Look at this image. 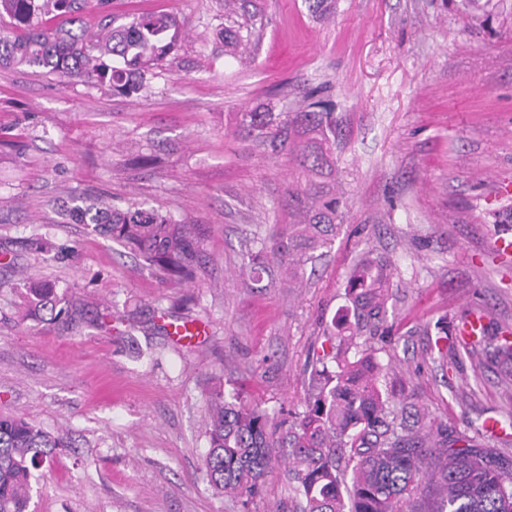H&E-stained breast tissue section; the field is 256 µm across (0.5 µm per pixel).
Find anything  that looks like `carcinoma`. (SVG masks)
<instances>
[{
  "instance_id": "1",
  "label": "carcinoma",
  "mask_w": 512,
  "mask_h": 512,
  "mask_svg": "<svg viewBox=\"0 0 512 512\" xmlns=\"http://www.w3.org/2000/svg\"><path fill=\"white\" fill-rule=\"evenodd\" d=\"M86 0H0V67L27 66L62 80H81L132 96L147 76L182 42L174 14L139 15L118 26L102 24L89 35L79 26ZM254 32L224 29V54L238 56ZM243 125L256 148L287 152L297 172L288 184V217L271 245L241 277L267 274L275 288L295 282L306 251L325 241L339 220L334 193L336 116L319 111L245 112ZM71 217L141 255L149 265L182 283L195 276L203 251L199 225L177 222L159 210L132 203L98 201ZM28 303L41 316L75 320L56 289L19 280ZM394 288L391 265L365 257L348 284L349 335L330 343L305 410L277 420L237 392L213 391L207 401L208 448L203 468L218 493L248 505L274 458L288 463L295 512H512V462L433 429L425 416L396 402L381 383L388 366L359 349L355 338L382 322ZM493 348L512 361V336L485 330L468 343ZM66 437L22 416L0 417V512H31L33 485ZM429 500L417 508L418 500Z\"/></svg>"
}]
</instances>
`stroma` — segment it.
I'll list each match as a JSON object with an SVG mask.
<instances>
[{
  "label": "stroma",
  "instance_id": "35a3bbf8",
  "mask_svg": "<svg viewBox=\"0 0 512 512\" xmlns=\"http://www.w3.org/2000/svg\"><path fill=\"white\" fill-rule=\"evenodd\" d=\"M247 0L257 36L224 55L222 0H110L102 16L173 12L186 34L147 89L130 97L30 67L0 68V416L64 430L33 495L35 512H291L282 466L250 501L215 493L201 467L209 392L231 384L286 418L303 410L309 363L347 303L364 256L397 284L365 347L384 382L449 438L512 459V374L440 326L472 307L512 329V0ZM317 95L339 121L334 236L294 288L244 286L246 246L287 223L285 155L255 149L241 115L297 112ZM102 197L142 203L206 230L192 285L64 218ZM80 311L73 327L25 314L17 270Z\"/></svg>",
  "mask_w": 512,
  "mask_h": 512
}]
</instances>
